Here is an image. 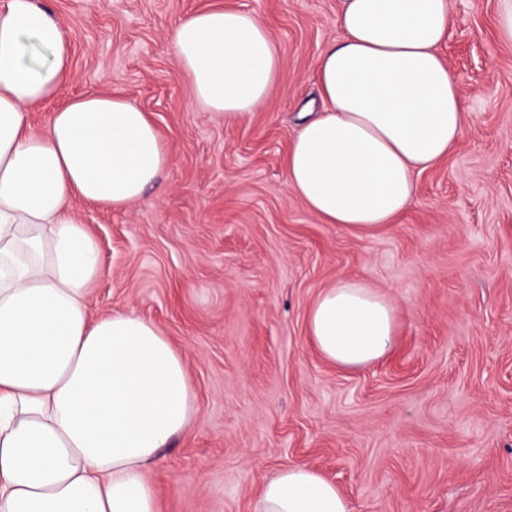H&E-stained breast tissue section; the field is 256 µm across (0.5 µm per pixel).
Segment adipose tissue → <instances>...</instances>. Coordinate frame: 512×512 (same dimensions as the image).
Wrapping results in <instances>:
<instances>
[{
    "instance_id": "1",
    "label": "adipose tissue",
    "mask_w": 512,
    "mask_h": 512,
    "mask_svg": "<svg viewBox=\"0 0 512 512\" xmlns=\"http://www.w3.org/2000/svg\"><path fill=\"white\" fill-rule=\"evenodd\" d=\"M340 41L322 52L321 109L288 151L287 183L323 223L366 234L396 221L416 173L448 158L470 120L439 55L449 0H340ZM171 43L192 99L227 118L250 113L282 61L253 13L206 9ZM67 29L38 0L0 7V512H158L150 473L189 431L183 357L131 311L91 317L100 251L71 198L122 208L170 162L146 112L100 93L67 97ZM63 99L46 129L28 114ZM397 306L359 279L319 293L306 330L321 356L362 368L389 354ZM259 512H350L314 469L267 481Z\"/></svg>"
}]
</instances>
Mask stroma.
Instances as JSON below:
<instances>
[{"instance_id": "obj_1", "label": "stroma", "mask_w": 512, "mask_h": 512, "mask_svg": "<svg viewBox=\"0 0 512 512\" xmlns=\"http://www.w3.org/2000/svg\"><path fill=\"white\" fill-rule=\"evenodd\" d=\"M68 27V93L138 105L171 152L157 185L120 209L74 201L102 274L92 316L132 311L181 353L188 434L151 472L159 512H255L289 465L336 483L351 512H512V43L501 0H450L440 52L468 124L416 176L390 227L323 223L285 175L301 105L340 0H45ZM267 23L282 74L247 117L203 111L170 43L205 8ZM341 277L400 311L393 352L362 369L323 360L306 313Z\"/></svg>"}]
</instances>
